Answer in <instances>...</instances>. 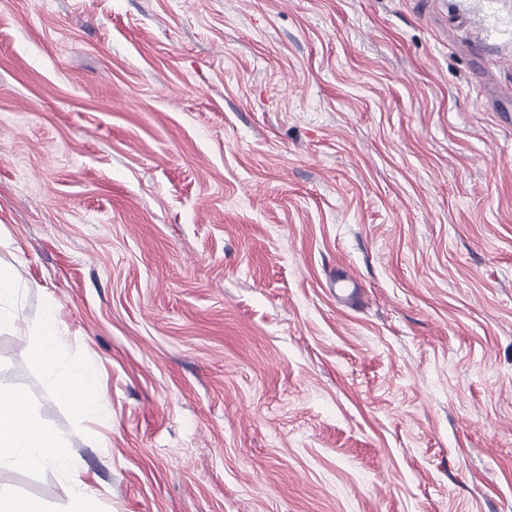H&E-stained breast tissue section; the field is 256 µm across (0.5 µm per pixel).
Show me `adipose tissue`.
I'll return each mask as SVG.
<instances>
[{"label": "adipose tissue", "instance_id": "ef3b65f1", "mask_svg": "<svg viewBox=\"0 0 512 512\" xmlns=\"http://www.w3.org/2000/svg\"><path fill=\"white\" fill-rule=\"evenodd\" d=\"M57 319L46 314L27 347L30 362L57 381L59 392L77 413L99 412L101 395L97 372L84 364L60 359ZM50 467L68 477L78 476L81 465L66 441L40 417L22 389L0 385V470Z\"/></svg>", "mask_w": 512, "mask_h": 512}]
</instances>
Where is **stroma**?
Wrapping results in <instances>:
<instances>
[{"label":"stroma","instance_id":"obj_1","mask_svg":"<svg viewBox=\"0 0 512 512\" xmlns=\"http://www.w3.org/2000/svg\"><path fill=\"white\" fill-rule=\"evenodd\" d=\"M511 94L512 0H0V382L83 469L0 485L512 512ZM50 308L99 416L28 361ZM21 279L14 269L0 267V329L13 328L19 323L16 298Z\"/></svg>","mask_w":512,"mask_h":512}]
</instances>
